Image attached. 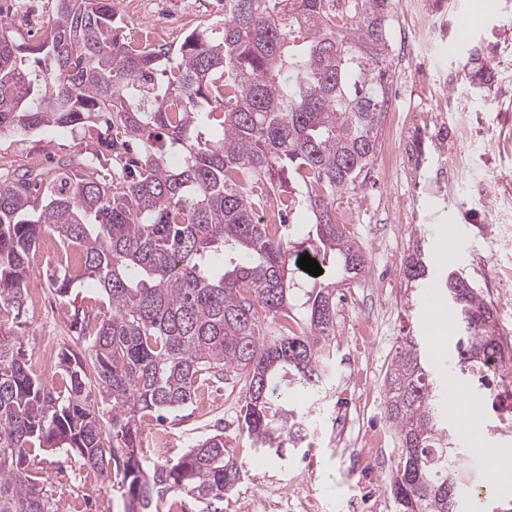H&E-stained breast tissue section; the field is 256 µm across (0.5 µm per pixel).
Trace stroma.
I'll list each match as a JSON object with an SVG mask.
<instances>
[{
    "mask_svg": "<svg viewBox=\"0 0 512 512\" xmlns=\"http://www.w3.org/2000/svg\"><path fill=\"white\" fill-rule=\"evenodd\" d=\"M112 0V7L132 42L167 45L178 50L189 29L202 24L220 29L222 0ZM437 9L433 36L408 49L413 20L398 5L390 33L391 101L398 116H386L370 183L343 195L336 208L346 228L364 248L370 271L357 287L342 291L336 318L331 370L308 404L311 433L302 448L285 459L258 455L241 431L243 393L228 384L206 382L187 408L165 422L143 418L142 453L156 454L150 431L169 436L167 459L181 456L197 439L220 431L227 455L242 461L241 479L224 497V512H395L389 483L398 462L397 435L385 413L384 375L399 336H426L430 302L418 291L404 299L402 260L414 226L427 232V247L439 254L449 235L460 236L463 259L456 265L481 288L505 335L512 337V288L501 271L512 272V0H430ZM469 17L462 27L461 17ZM54 17V0H0V22L27 40L43 38ZM495 46L496 78L477 90L462 69L477 44ZM468 116L471 133L459 144L441 134L428 142L426 161L414 170L408 161L405 120L428 127L431 115ZM455 149L460 167L447 195L433 196L425 183L439 171L442 156ZM84 146L78 134L44 128L0 136V172L13 174L60 161L80 162ZM65 250L52 230H45L31 255L32 276L39 280L40 306H27L15 333L28 361H35L47 341L56 353L83 348L75 338V311L106 319L112 308L92 282L57 295L51 276L65 263ZM30 468L43 477L58 512H122L113 475L82 467L76 456L43 452Z\"/></svg>",
    "mask_w": 512,
    "mask_h": 512,
    "instance_id": "1",
    "label": "stroma"
}]
</instances>
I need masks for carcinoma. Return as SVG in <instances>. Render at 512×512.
Returning a JSON list of instances; mask_svg holds the SVG:
<instances>
[{
  "label": "carcinoma",
  "mask_w": 512,
  "mask_h": 512,
  "mask_svg": "<svg viewBox=\"0 0 512 512\" xmlns=\"http://www.w3.org/2000/svg\"><path fill=\"white\" fill-rule=\"evenodd\" d=\"M396 0H224L222 36L198 24L172 58L125 41L111 0H56L43 40L0 26V133L83 135L87 161L0 179V512H55L27 459L66 448L105 473L123 512H161L183 495L222 512L241 465L224 434L149 466L139 418L180 410L200 385L240 386L250 448L276 458L311 432L294 406L326 376L336 340V288L357 284L368 257L336 223L338 196L366 186L388 112ZM467 70L490 84L495 71ZM425 138L407 143L418 169ZM110 173H97L100 148ZM313 214L304 251L337 282L312 288L291 269L293 220ZM50 226L78 249L60 294L96 282L112 306L81 311L85 356L65 351L61 385L35 377L5 318L25 313L30 255ZM424 232L404 256L407 288H435L454 309L455 367L512 385V341L495 308L449 265L431 278ZM386 417L401 447L389 484L398 512H461L469 459L444 427V388L427 342L404 336L385 373ZM112 402V416L98 401Z\"/></svg>",
  "instance_id": "cac0c4a2"
}]
</instances>
